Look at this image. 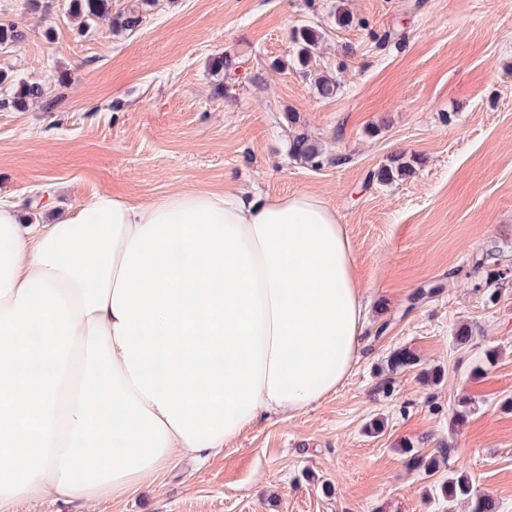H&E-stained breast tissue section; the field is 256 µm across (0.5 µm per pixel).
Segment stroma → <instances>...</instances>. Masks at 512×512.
I'll return each mask as SVG.
<instances>
[{
	"label": "stroma",
	"mask_w": 512,
	"mask_h": 512,
	"mask_svg": "<svg viewBox=\"0 0 512 512\" xmlns=\"http://www.w3.org/2000/svg\"><path fill=\"white\" fill-rule=\"evenodd\" d=\"M0 22L24 34L0 50V98L26 80L56 103L0 110L1 200L50 221L99 192H306L346 225L367 305L322 403L96 512H472L479 494L512 512V275L485 281L512 268V0H155L133 32L79 28L68 0H0ZM306 24L322 33L307 76L290 39ZM222 54L234 75L213 71ZM302 132L321 167L290 156ZM397 157L406 175L377 182ZM401 349L416 366L389 371ZM406 445L449 461L424 476ZM452 469L473 497L451 506ZM440 493L448 503L453 502L458 496L470 494V482L466 475H448V479L441 483Z\"/></svg>",
	"instance_id": "obj_1"
}]
</instances>
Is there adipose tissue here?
I'll use <instances>...</instances> for the list:
<instances>
[{
	"mask_svg": "<svg viewBox=\"0 0 512 512\" xmlns=\"http://www.w3.org/2000/svg\"><path fill=\"white\" fill-rule=\"evenodd\" d=\"M352 243L323 199L96 193L0 202V512L126 497L302 414L359 358Z\"/></svg>",
	"mask_w": 512,
	"mask_h": 512,
	"instance_id": "adipose-tissue-1",
	"label": "adipose tissue"
}]
</instances>
